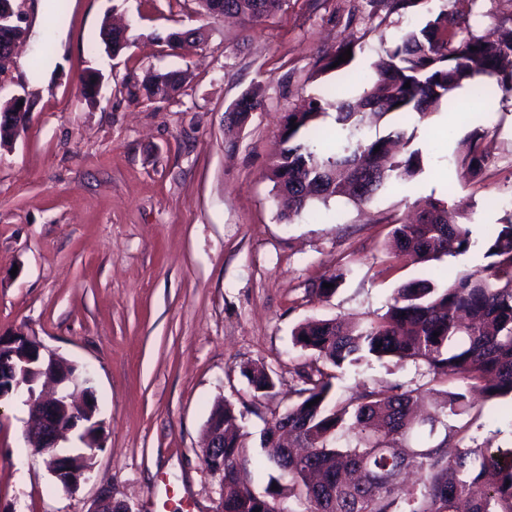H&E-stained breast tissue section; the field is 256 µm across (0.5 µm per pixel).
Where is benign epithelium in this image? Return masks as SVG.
<instances>
[{"mask_svg": "<svg viewBox=\"0 0 512 512\" xmlns=\"http://www.w3.org/2000/svg\"><path fill=\"white\" fill-rule=\"evenodd\" d=\"M0 32L6 35L8 47L0 50V77L8 71L13 53L25 30L19 25L18 12L0 9ZM53 386L47 396L35 395L34 386L40 381ZM89 373L77 374V367L60 359L34 335L23 332L0 334V399L26 387L29 395L28 434L35 447L49 449L45 467L67 491L76 490L86 481L85 471L75 470L70 456L54 451L67 434L81 430L80 439L88 448L102 447L92 423L97 398L90 386ZM208 442L203 448V462L213 474L224 477V424H210L206 430ZM91 512H133L130 504L112 495L108 487L100 489Z\"/></svg>", "mask_w": 512, "mask_h": 512, "instance_id": "obj_1", "label": "benign epithelium"}]
</instances>
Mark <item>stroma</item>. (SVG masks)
I'll return each mask as SVG.
<instances>
[{
    "label": "stroma",
    "instance_id": "35a3bbf8",
    "mask_svg": "<svg viewBox=\"0 0 512 512\" xmlns=\"http://www.w3.org/2000/svg\"><path fill=\"white\" fill-rule=\"evenodd\" d=\"M15 0L28 30L0 104L20 94L30 115L12 147L0 149V333L35 335L92 370L104 419L93 478L65 491L27 434L26 393L0 399V512H90L100 487L134 512H218L221 491L202 460L215 402L245 416L256 449L267 422L297 398L310 361L291 332L310 318L384 314L400 284L422 275L386 251L389 233L414 201L468 204L475 238L512 211V91L494 90L460 111L420 122L392 113L365 126L374 138L413 132L425 171L370 204H315L285 223L267 172L280 127L324 86L362 93L370 63L442 0L395 11L389 0H286L251 25L207 19L197 0ZM122 18L132 46L111 58L102 21ZM468 33L512 28V0H476ZM202 29L178 50L159 42ZM52 58L39 54L43 41ZM359 46L348 71H323L328 55ZM102 74L86 96V70ZM180 71L187 82L163 102L132 99L146 75ZM263 102L233 136L226 111L244 94ZM487 130L491 164L476 178L449 165L457 143ZM338 290H315L338 269ZM265 368L274 386L256 395L242 370ZM332 393L349 399L386 385L429 382L413 363L370 361L335 369ZM468 425L478 446L512 450V414L477 401Z\"/></svg>",
    "mask_w": 512,
    "mask_h": 512
}]
</instances>
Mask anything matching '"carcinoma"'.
I'll return each instance as SVG.
<instances>
[{"mask_svg":"<svg viewBox=\"0 0 512 512\" xmlns=\"http://www.w3.org/2000/svg\"><path fill=\"white\" fill-rule=\"evenodd\" d=\"M224 13L258 23L275 14L283 0H223ZM465 13L442 8L434 19L404 34L394 48L372 64L374 76L352 103L333 94L313 97L302 112H290L281 129L284 144L269 169L280 220L289 223L315 202L346 197L368 204L396 183L424 170L422 151L411 147L414 135L396 128L367 139L366 117L389 113L424 119L441 105L455 110L456 89L478 77L472 97L483 99L496 85L512 91V28L496 37L456 39ZM179 71L152 73L141 84L149 100H168L182 88ZM410 87H404L405 83ZM260 106L255 93L240 98L227 112L225 129L242 127ZM341 139L316 126L328 110ZM0 108V143L14 139L16 124ZM485 131L474 130L452 155L458 176L475 178L491 163L482 148ZM380 150H375V147ZM418 218L399 224L390 253L413 254L421 263L460 254L476 245L468 223H448V202L429 198L418 204ZM490 262L474 273L440 280L430 270L395 289L385 314L348 325L338 318L314 319L292 331L293 345L311 353L299 374L297 400L266 423L260 445L277 475H269L265 494L252 491L253 456L247 433L229 402L216 403L208 421H224V512H512V455L463 445L467 436L448 424L473 408L471 390L486 400L512 399V213L483 241ZM393 358L426 368L431 381H459L423 418L413 412L415 390L401 386L373 389L357 399L331 395L335 367ZM253 389L273 387L261 369L243 370ZM319 402L307 406V403ZM288 429L286 451L277 447Z\"/></svg>","mask_w":512,"mask_h":512,"instance_id":"cac0c4a2","label":"carcinoma"}]
</instances>
